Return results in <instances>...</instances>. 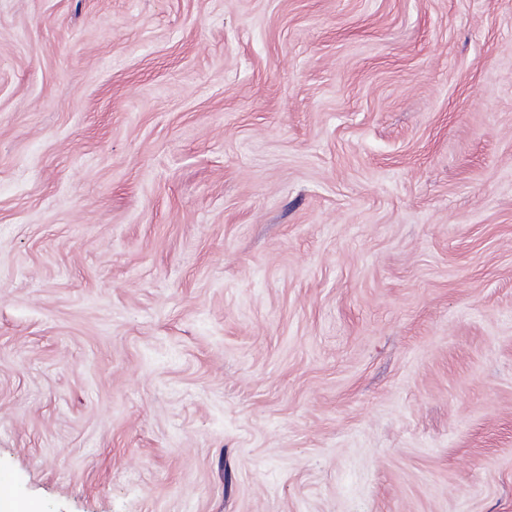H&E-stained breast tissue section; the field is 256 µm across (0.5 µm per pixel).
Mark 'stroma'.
I'll use <instances>...</instances> for the list:
<instances>
[{
    "label": "stroma",
    "mask_w": 512,
    "mask_h": 512,
    "mask_svg": "<svg viewBox=\"0 0 512 512\" xmlns=\"http://www.w3.org/2000/svg\"><path fill=\"white\" fill-rule=\"evenodd\" d=\"M0 475L512 512V0H0Z\"/></svg>",
    "instance_id": "1"
}]
</instances>
